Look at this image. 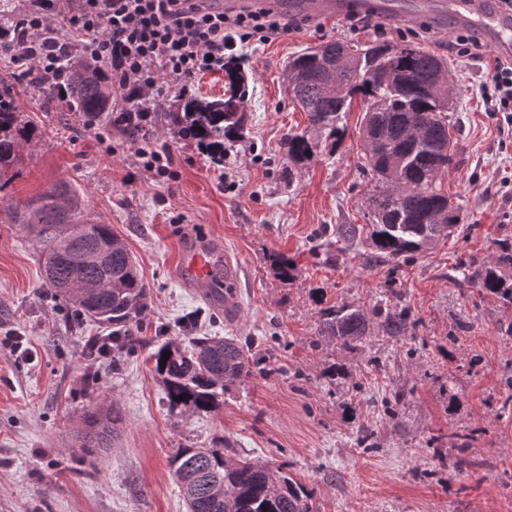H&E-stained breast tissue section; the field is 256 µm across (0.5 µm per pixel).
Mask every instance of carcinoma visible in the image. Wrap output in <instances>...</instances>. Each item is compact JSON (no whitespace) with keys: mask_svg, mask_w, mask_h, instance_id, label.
<instances>
[{"mask_svg":"<svg viewBox=\"0 0 512 512\" xmlns=\"http://www.w3.org/2000/svg\"><path fill=\"white\" fill-rule=\"evenodd\" d=\"M391 43L355 45L358 64L350 71H336L344 94L326 90L328 64L343 51L340 42H327L294 55L289 65L305 73L304 83L294 86L295 106L306 113L313 130L334 135L350 111L352 101L364 103L359 133L374 144L365 159L371 176L370 233L373 255L398 260L412 257L455 232L462 221L444 182L434 177L448 172L451 140L448 116L433 112L431 94L440 58L411 44L394 51ZM42 91L47 108L62 103L89 126L122 134L133 145L162 125L169 133L191 140L213 162H224V154L243 141L249 115L234 112L245 99V77L241 67L224 66V95L207 98L182 96L168 112H145L131 103L127 112L112 111V81L94 61L60 56L51 77L32 76ZM15 86L0 81V175L20 161L21 148L41 135L31 120L22 119ZM421 120L424 131L416 136L413 120ZM313 140L307 132L288 135V157L296 164L310 159ZM77 198L61 183L18 207L3 201V212L14 223L36 231L46 255L45 278L80 314L112 328V366L122 354L137 350L145 338L133 326L148 307L149 292L125 245L109 247L116 237L110 224H91L87 235H64V225L75 223V214L61 211V198ZM512 268V242L497 244L490 261L473 259L458 273L479 292H491L506 306L512 305V284L498 273ZM414 320L398 294L382 295L372 306L333 305L321 310L313 348L327 340L353 352L367 337L385 336L400 341ZM170 353L167 361L162 355ZM151 358L162 377L170 413L176 416L215 413L224 406V394L245 383L258 365L247 344L235 336H193L188 342L169 340L160 344ZM122 416L116 408L85 416L82 440L86 448H104L116 433ZM448 442L459 456L439 466L448 469L469 464L464 456L468 436L448 434ZM233 445L220 448H180L170 461L189 512H314L312 495L285 467L248 459L234 461Z\"/></svg>","mask_w":512,"mask_h":512,"instance_id":"cac0c4a2","label":"carcinoma"}]
</instances>
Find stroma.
I'll return each mask as SVG.
<instances>
[{
    "instance_id": "obj_1",
    "label": "stroma",
    "mask_w": 512,
    "mask_h": 512,
    "mask_svg": "<svg viewBox=\"0 0 512 512\" xmlns=\"http://www.w3.org/2000/svg\"><path fill=\"white\" fill-rule=\"evenodd\" d=\"M376 39L448 55V34L416 40L390 19L381 34L311 20L272 41L251 40L238 52L245 141L218 166L195 144L156 129L153 148L172 158L163 178L140 168L135 146L119 133L44 109L38 87L21 88L20 109L42 134L25 145L0 198L24 203L63 181L84 215L111 225L150 292L141 315L148 342L117 369L94 356L88 343L103 328L72 314L43 277L33 234L0 215V512H188L171 456L226 439L238 458L285 466L318 512H512V415L497 409L502 378L512 372V338L500 334L512 307L457 273L464 260L493 259L497 241L512 239V123L487 112L482 90L495 54L450 68L458 163L445 184L463 222L414 259H366L372 217L370 177L360 169L361 102L346 113L342 134L314 133L311 160L289 165L286 139L308 125L288 96L289 57L327 41ZM342 224L357 227L355 238L327 252ZM195 244L215 267H238L237 319L181 285L180 254ZM282 257L295 266L291 279L277 273ZM390 290L416 322L403 341L371 336L354 352L327 342L313 348L321 308L366 306ZM19 333L31 359L3 344ZM205 335L254 338L260 370L232 387L218 413L179 418L149 358L150 339ZM334 363L345 364L346 375L328 377ZM372 392L399 397L401 424L369 401ZM111 406L123 416L112 446L83 447L84 413ZM369 428L378 447H359ZM452 432L470 435V466L415 477L454 456Z\"/></svg>"
}]
</instances>
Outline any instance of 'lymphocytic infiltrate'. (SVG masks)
Listing matches in <instances>:
<instances>
[{
    "mask_svg": "<svg viewBox=\"0 0 512 512\" xmlns=\"http://www.w3.org/2000/svg\"><path fill=\"white\" fill-rule=\"evenodd\" d=\"M14 44L0 62L50 73L60 53L105 65L118 109L129 97L157 108L166 92L189 94L196 78L224 69V56L289 31L285 17L249 8L227 14L210 0H21L0 14ZM489 111L512 112V60L496 61L483 87Z\"/></svg>",
    "mask_w": 512,
    "mask_h": 512,
    "instance_id": "lymphocytic-infiltrate-1",
    "label": "lymphocytic infiltrate"
}]
</instances>
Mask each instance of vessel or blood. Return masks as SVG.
<instances>
[{"mask_svg": "<svg viewBox=\"0 0 512 512\" xmlns=\"http://www.w3.org/2000/svg\"><path fill=\"white\" fill-rule=\"evenodd\" d=\"M225 12L249 7L285 12L296 10L313 18L339 19L348 14L385 16L402 24L430 22L437 30L468 29L503 59L512 60V8L503 0H215ZM181 283L204 297L238 306L239 276L227 268L223 283H216L206 253H184L179 270Z\"/></svg>", "mask_w": 512, "mask_h": 512, "instance_id": "vessel-or-blood-1", "label": "vessel or blood"}]
</instances>
